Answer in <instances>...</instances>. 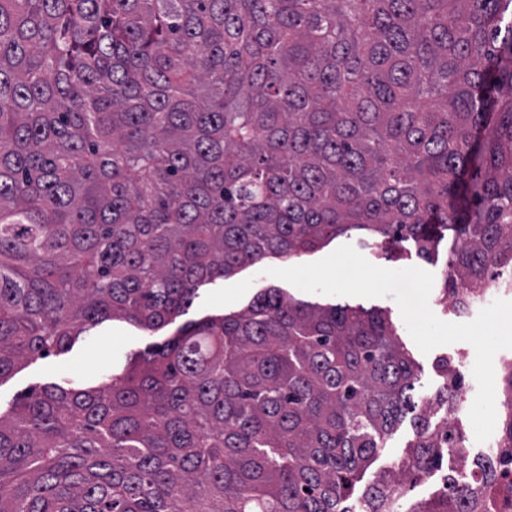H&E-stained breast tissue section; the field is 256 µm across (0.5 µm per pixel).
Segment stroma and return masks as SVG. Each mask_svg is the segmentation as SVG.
Masks as SVG:
<instances>
[{
	"label": "stroma",
	"instance_id": "35a3bbf8",
	"mask_svg": "<svg viewBox=\"0 0 512 512\" xmlns=\"http://www.w3.org/2000/svg\"><path fill=\"white\" fill-rule=\"evenodd\" d=\"M344 244L358 247L361 255L379 267H418L431 272L434 284L429 306L440 320L454 322L452 311L444 309L439 302L446 273L445 257L427 261L405 251L399 257L392 258L383 249L362 246L358 235L351 234L337 237L334 244L301 256L300 261L304 264L318 261L332 253L335 246ZM291 265V260L271 257L257 265L239 267L227 278L203 284L199 288L198 297L188 309L179 313L167 326L154 332L141 330L124 321H105L83 332L68 350L26 362L9 376L0 379V410H9L13 403L30 391L53 383L61 386L73 383L84 389L103 387L111 375L122 372L135 354L163 345L190 323L212 315L242 311L256 294L268 288H280L296 299L321 305H350L388 310L402 341L411 349L421 367L427 395H434L438 387L433 364L440 357L448 358L453 363L460 372L461 382L468 386L470 392H477L478 386L472 375L475 350L471 344L460 341L436 347L427 353L422 352L417 349L392 297L362 298L308 293L268 274L269 269L288 268Z\"/></svg>",
	"mask_w": 512,
	"mask_h": 512
}]
</instances>
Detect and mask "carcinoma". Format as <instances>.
<instances>
[{
  "instance_id": "1",
  "label": "carcinoma",
  "mask_w": 512,
  "mask_h": 512,
  "mask_svg": "<svg viewBox=\"0 0 512 512\" xmlns=\"http://www.w3.org/2000/svg\"><path fill=\"white\" fill-rule=\"evenodd\" d=\"M350 231L512 270V0H0V379ZM435 369L436 424L387 311L268 288L0 412V512H492L494 452L406 507L464 442ZM409 417L410 415H408L407 419H405V421L387 438L386 448L370 465L362 482L357 485L355 492L357 496L361 494L365 485L371 483L375 479L379 472L398 463L404 455L406 447L414 439V432L410 424Z\"/></svg>"
}]
</instances>
